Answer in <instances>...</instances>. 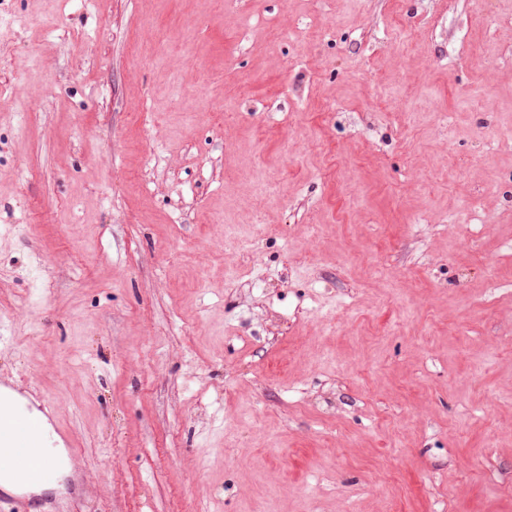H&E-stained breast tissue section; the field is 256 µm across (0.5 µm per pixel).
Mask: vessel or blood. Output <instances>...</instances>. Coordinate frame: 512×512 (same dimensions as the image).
<instances>
[{"mask_svg": "<svg viewBox=\"0 0 512 512\" xmlns=\"http://www.w3.org/2000/svg\"><path fill=\"white\" fill-rule=\"evenodd\" d=\"M43 423V413L26 410L10 393L0 390V444L11 449L18 476L17 483L9 486L0 482V505L18 506L19 512H54L48 499L34 493L55 475L54 464L36 439Z\"/></svg>", "mask_w": 512, "mask_h": 512, "instance_id": "b4317fda", "label": "vessel or blood"}]
</instances>
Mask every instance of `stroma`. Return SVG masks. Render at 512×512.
Returning <instances> with one entry per match:
<instances>
[{"instance_id":"obj_1","label":"stroma","mask_w":512,"mask_h":512,"mask_svg":"<svg viewBox=\"0 0 512 512\" xmlns=\"http://www.w3.org/2000/svg\"><path fill=\"white\" fill-rule=\"evenodd\" d=\"M0 381L65 512H512V0H0Z\"/></svg>"}]
</instances>
